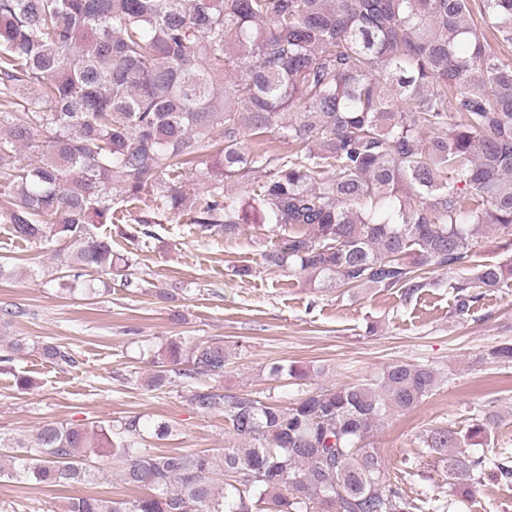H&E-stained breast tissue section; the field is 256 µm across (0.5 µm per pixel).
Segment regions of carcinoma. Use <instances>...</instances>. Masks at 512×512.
I'll return each instance as SVG.
<instances>
[{"label": "carcinoma", "instance_id": "1", "mask_svg": "<svg viewBox=\"0 0 512 512\" xmlns=\"http://www.w3.org/2000/svg\"><path fill=\"white\" fill-rule=\"evenodd\" d=\"M493 43L512 49V0H0V223L65 244L75 279L92 269L130 286L129 259L94 228L123 221V204L150 189L154 203L125 228L133 241L165 212L226 238L252 215L279 228L266 266L319 288L411 296L421 270L469 263L480 228L512 234V62ZM276 129L288 149L244 145ZM194 165L204 187L191 192L176 174ZM243 179L248 199L224 193ZM509 278L512 260L452 284L457 321ZM42 355L74 363L57 345ZM226 361L222 340L186 352L172 338L147 385L221 378ZM269 376L306 372L274 363ZM440 382L402 360L286 407L197 389L191 406L224 410L238 446L154 453L145 432L169 427L139 415L49 423L31 445L0 437V479L89 484L105 448L142 496H75L66 512H423L372 438ZM494 424L483 410L428 435L429 451L448 454V496L480 481L485 459L462 448L490 440Z\"/></svg>", "mask_w": 512, "mask_h": 512}]
</instances>
